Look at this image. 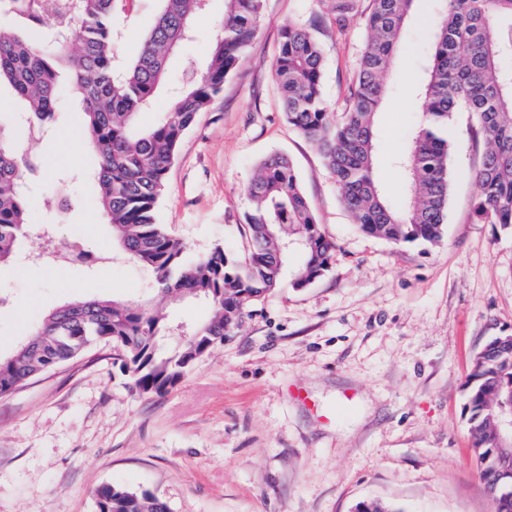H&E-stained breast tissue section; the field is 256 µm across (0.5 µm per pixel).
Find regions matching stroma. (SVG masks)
<instances>
[{
    "instance_id": "1",
    "label": "stroma",
    "mask_w": 512,
    "mask_h": 512,
    "mask_svg": "<svg viewBox=\"0 0 512 512\" xmlns=\"http://www.w3.org/2000/svg\"><path fill=\"white\" fill-rule=\"evenodd\" d=\"M160 0H127L112 24L114 75L153 25ZM224 18L209 0L195 36L168 63L171 80L200 64ZM434 0H419L392 70L377 128L376 176L389 197L402 177L392 159L418 120L410 95L430 51ZM317 24L324 95L341 108L367 38L362 15L337 29L329 0H265L264 22L238 69L185 133L158 221L194 255L242 252L247 183L259 162L288 155L323 233L331 267L307 288L283 287L165 392L145 396L110 344L0 396V512H96L97 490L119 483L161 498L170 512H353L376 499L401 512H493L470 451L463 383L494 336H512V230L476 220L482 136L455 116L453 183L442 242L390 243L364 234L344 209L316 149L288 125L272 64L286 22ZM45 172L34 210L47 242L78 241L90 261L38 260V241L0 269V354L50 309L89 294L139 302L151 272L112 245L96 204L97 159L78 131L70 93L52 131L29 140L20 107L7 113Z\"/></svg>"
}]
</instances>
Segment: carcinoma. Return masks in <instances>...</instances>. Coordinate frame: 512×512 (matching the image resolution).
<instances>
[{"instance_id":"cac0c4a2","label":"carcinoma","mask_w":512,"mask_h":512,"mask_svg":"<svg viewBox=\"0 0 512 512\" xmlns=\"http://www.w3.org/2000/svg\"><path fill=\"white\" fill-rule=\"evenodd\" d=\"M125 0H0L12 28H0V85L22 103L28 134L55 123L57 100L68 90L85 115L82 137L97 157V203L112 240L136 265L154 275L156 290L173 298H202L210 318L171 351L161 339L171 321L164 307L90 297L50 311L32 337L0 358V396L80 355L94 341L120 346L121 371L143 395L160 394L224 341L255 304L283 286L306 288L329 271L336 245L317 224L297 172L285 154L261 161L246 194L251 209L239 256L217 245L202 256L157 221V205L181 139L196 116L221 93L264 19V0H225L219 36L202 64L170 94L161 120L138 128L169 83L171 53L193 34L205 12L201 0H161V10L126 71L114 76L112 17ZM361 0H332L336 23L358 12ZM369 31L345 102L331 110L323 93L324 53L314 32L288 22L281 28L273 78L286 121L320 153L344 207L369 235L394 245L437 244L443 238L452 189L453 142L445 132L458 112L483 133L475 174L477 220L512 227V0H436L433 53L415 85L419 119L395 157L403 175L400 201L391 202L375 171L376 129L387 97L385 77L403 28L418 0H369ZM40 160L0 120V267L12 262L27 235L28 175ZM298 245L290 263L284 244ZM464 414L479 476L494 512H512V443L499 439L500 414L512 404V340L494 336L477 353L464 383ZM97 512H169L148 491L121 484L97 490ZM355 512H403L363 500Z\"/></svg>"}]
</instances>
